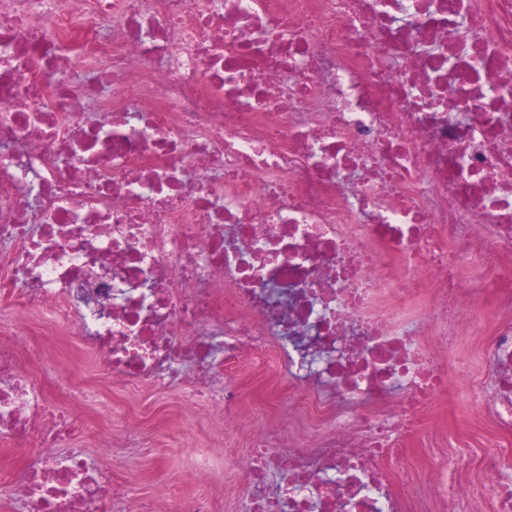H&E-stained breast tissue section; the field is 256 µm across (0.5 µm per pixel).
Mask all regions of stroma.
I'll return each mask as SVG.
<instances>
[{
	"label": "stroma",
	"mask_w": 512,
	"mask_h": 512,
	"mask_svg": "<svg viewBox=\"0 0 512 512\" xmlns=\"http://www.w3.org/2000/svg\"><path fill=\"white\" fill-rule=\"evenodd\" d=\"M49 348V363L30 367L39 388L54 392L58 371L69 369L76 375L92 377L99 391L86 412L90 435L80 443L91 464L99 462L94 434L98 433L100 426L121 419L126 413L127 402L131 401L138 406L147 423L141 444L124 449L114 470L132 493L150 497L156 484L163 482L171 483L179 494L195 492L199 480L198 463L203 459L210 464L211 477L222 484H232L228 448L213 443L211 420L184 424V408L177 391L150 385L135 390L112 385L110 381L98 377L95 353L72 337H56L55 341L50 342Z\"/></svg>",
	"instance_id": "obj_1"
}]
</instances>
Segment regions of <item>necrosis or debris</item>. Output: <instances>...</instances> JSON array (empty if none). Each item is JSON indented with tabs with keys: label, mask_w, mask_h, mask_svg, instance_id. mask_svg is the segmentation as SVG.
<instances>
[{
	"label": "necrosis or debris",
	"mask_w": 512,
	"mask_h": 512,
	"mask_svg": "<svg viewBox=\"0 0 512 512\" xmlns=\"http://www.w3.org/2000/svg\"><path fill=\"white\" fill-rule=\"evenodd\" d=\"M1 244L23 512H143L131 417L98 466L59 449L88 388L58 409L27 365L61 335L215 408L247 512H512V0H0ZM476 356L481 493L442 416ZM271 360L310 430L243 414Z\"/></svg>",
	"instance_id": "4bbe7bcc"
}]
</instances>
